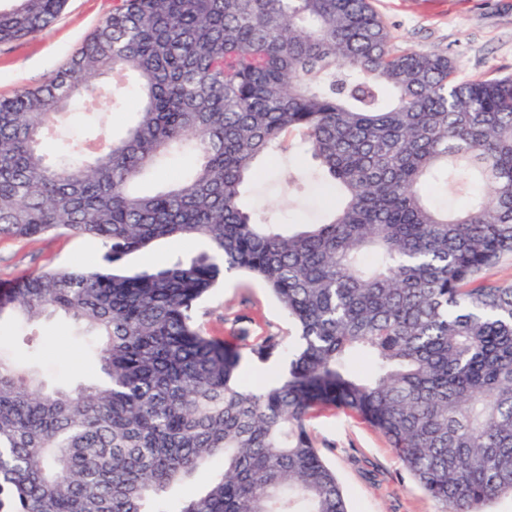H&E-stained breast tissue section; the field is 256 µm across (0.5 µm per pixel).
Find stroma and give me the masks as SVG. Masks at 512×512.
<instances>
[{"label": "stroma", "instance_id": "35a3bbf8", "mask_svg": "<svg viewBox=\"0 0 512 512\" xmlns=\"http://www.w3.org/2000/svg\"><path fill=\"white\" fill-rule=\"evenodd\" d=\"M388 26L395 49L442 51L472 79L512 75V0H373ZM113 0H66L54 23L26 38L0 42V97L21 87H37L57 71L112 10ZM259 178L243 193L244 207L274 224L296 220L316 223L329 201L321 184L302 181L300 193L288 187V160L260 162ZM105 252L95 239L55 234L37 239L0 240V281L14 276L74 265L99 263ZM198 320L213 336L232 328L259 337L288 336L287 314L258 279L225 275L199 307ZM41 344L30 353L22 338L28 328L8 318L0 334L7 349L24 365H35L47 385L90 381L99 373L88 341L62 317L37 325ZM323 459L332 467L351 512H436L435 503L404 468L386 438L358 417L327 410L310 422Z\"/></svg>", "mask_w": 512, "mask_h": 512}]
</instances>
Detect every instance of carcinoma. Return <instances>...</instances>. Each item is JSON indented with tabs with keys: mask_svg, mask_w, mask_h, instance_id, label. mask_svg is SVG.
<instances>
[{
	"mask_svg": "<svg viewBox=\"0 0 512 512\" xmlns=\"http://www.w3.org/2000/svg\"><path fill=\"white\" fill-rule=\"evenodd\" d=\"M64 4L16 0L0 42ZM130 94L123 137L65 139V116ZM296 133L340 204L287 233L240 199ZM175 152L188 174L136 192ZM443 187L459 212L434 203ZM50 233L101 241L102 262L0 285V318H70L101 376L47 390L0 356V512H166L216 459L180 512H348L309 429L327 407L387 437L438 512L512 498V284L481 281L512 255L511 75L392 48L371 0H115L45 83L0 99V238ZM174 237L207 248L127 270ZM237 271L293 343L201 328L199 303ZM245 349L288 367L249 387Z\"/></svg>",
	"mask_w": 512,
	"mask_h": 512,
	"instance_id": "carcinoma-1",
	"label": "carcinoma"
}]
</instances>
